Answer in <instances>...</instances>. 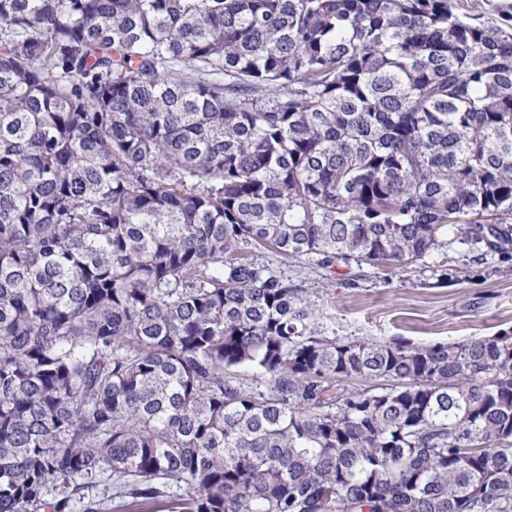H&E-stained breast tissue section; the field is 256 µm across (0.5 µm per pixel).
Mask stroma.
<instances>
[{
  "mask_svg": "<svg viewBox=\"0 0 512 512\" xmlns=\"http://www.w3.org/2000/svg\"><path fill=\"white\" fill-rule=\"evenodd\" d=\"M454 5L464 21L512 32V0H454ZM254 255L312 291L319 328L328 337L421 346L512 330V268L500 267L493 256L475 260L458 243L407 267L338 263L326 270L303 257L262 249ZM443 259L460 274L440 284L435 268Z\"/></svg>",
  "mask_w": 512,
  "mask_h": 512,
  "instance_id": "obj_1",
  "label": "stroma"
}]
</instances>
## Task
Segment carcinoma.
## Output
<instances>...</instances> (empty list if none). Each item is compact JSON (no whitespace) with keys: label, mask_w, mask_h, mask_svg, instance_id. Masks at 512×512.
I'll use <instances>...</instances> for the list:
<instances>
[{"label":"carcinoma","mask_w":512,"mask_h":512,"mask_svg":"<svg viewBox=\"0 0 512 512\" xmlns=\"http://www.w3.org/2000/svg\"><path fill=\"white\" fill-rule=\"evenodd\" d=\"M475 215L512 33L452 0H0V512H512V330L323 336L244 251L512 262Z\"/></svg>","instance_id":"obj_1"}]
</instances>
